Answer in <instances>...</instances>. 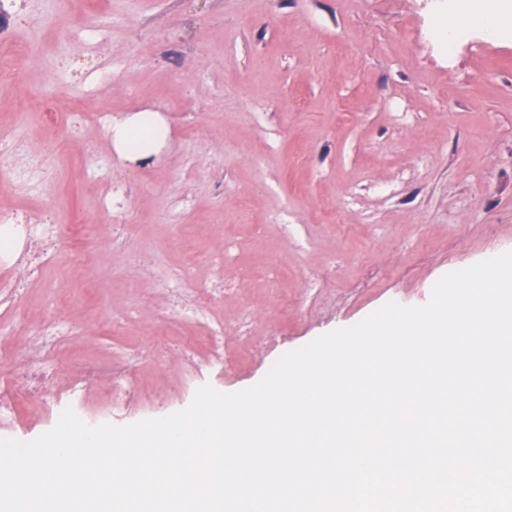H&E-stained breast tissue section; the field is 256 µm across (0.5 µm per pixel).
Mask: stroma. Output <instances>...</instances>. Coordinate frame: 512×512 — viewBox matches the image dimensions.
I'll use <instances>...</instances> for the list:
<instances>
[{
  "label": "stroma",
  "instance_id": "35a3bbf8",
  "mask_svg": "<svg viewBox=\"0 0 512 512\" xmlns=\"http://www.w3.org/2000/svg\"><path fill=\"white\" fill-rule=\"evenodd\" d=\"M452 0H109L110 35L97 49L121 64L110 93L85 101L91 113L157 108L170 135L152 162L120 156L97 123L74 126L58 108L54 126L37 119L20 128L16 168L25 151L47 140L63 153L52 182L28 180L15 190L0 177V206L52 210L60 224L85 226L92 271L73 283L54 269L26 280L15 318L37 325L46 285L60 297L57 315L80 325L58 351L60 366L87 355L110 360L155 336L177 343L198 328L174 330L159 268L134 282L141 310L135 325L112 330L113 310L131 303L119 279L136 253L152 247L175 267L201 251L233 241L236 259L224 269L236 296L214 304L233 318L241 304L256 313L251 343L227 331L230 367L198 375L171 351L166 364L140 368L143 390L118 425L186 408L211 385L234 393L257 384L284 353L337 328L354 325L388 302L426 304L452 269L512 250V40L488 37L474 25L471 41L445 53L433 30ZM19 28L32 49L20 83L0 82V128L51 94L54 33L39 15L96 24L87 0H30ZM141 185L130 198L141 223L127 227L124 248L97 201L111 178ZM356 194L345 206L339 235L319 228L325 205ZM193 225L180 249L168 248V210ZM228 225L213 224L215 211ZM424 242H404L411 225ZM272 263L284 299L243 267ZM79 289L87 309L67 296Z\"/></svg>",
  "mask_w": 512,
  "mask_h": 512
}]
</instances>
